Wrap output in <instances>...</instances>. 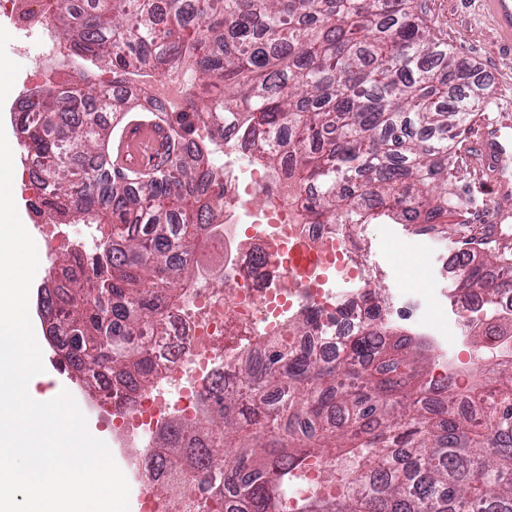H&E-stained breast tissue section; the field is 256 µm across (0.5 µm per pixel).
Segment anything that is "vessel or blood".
Listing matches in <instances>:
<instances>
[{
	"label": "vessel or blood",
	"instance_id": "1",
	"mask_svg": "<svg viewBox=\"0 0 512 512\" xmlns=\"http://www.w3.org/2000/svg\"><path fill=\"white\" fill-rule=\"evenodd\" d=\"M498 29L512 36V0H489ZM164 132L150 122L129 125L112 147L118 166L144 170L157 159ZM474 158L491 177L493 205L484 216L493 237H501L502 226L512 219V124L485 127L476 143Z\"/></svg>",
	"mask_w": 512,
	"mask_h": 512
}]
</instances>
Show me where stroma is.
<instances>
[{
	"mask_svg": "<svg viewBox=\"0 0 512 512\" xmlns=\"http://www.w3.org/2000/svg\"><path fill=\"white\" fill-rule=\"evenodd\" d=\"M426 4L432 26L449 49L470 59L490 86L489 99L481 106L478 121L467 127L457 148L451 182L464 201L468 229L478 231L491 196L472 161L470 145L481 121L497 119L499 109H512V50L500 39L486 0H426ZM10 41V31L0 28V127L18 155L22 143L11 115L18 110L26 89L17 76L37 61L32 56L15 55L9 48ZM40 66L47 72L52 69L47 62ZM351 232L359 255L375 272L372 284L382 289L387 308L417 304L423 313L434 315L439 306L448 304L453 276L447 260L456 250L451 238L388 219L354 226Z\"/></svg>",
	"mask_w": 512,
	"mask_h": 512,
	"instance_id": "stroma-1",
	"label": "stroma"
}]
</instances>
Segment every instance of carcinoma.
<instances>
[{
  "mask_svg": "<svg viewBox=\"0 0 512 512\" xmlns=\"http://www.w3.org/2000/svg\"><path fill=\"white\" fill-rule=\"evenodd\" d=\"M52 13L69 46L58 64L80 82L31 91L16 127L39 163L43 208L99 242L70 253L64 281L37 302L82 379L105 372L132 391L152 377L135 338L167 334L164 312L183 301L224 201L209 149L181 150L203 113L216 140L235 115L264 135L265 163L289 161L316 224L434 225L462 209L448 189V131L487 87L434 37L422 0H53ZM186 61L208 93L203 112L167 118L146 172L115 166L112 140L139 115L87 73L109 65L120 83ZM485 245L457 252L453 292L496 312L512 249ZM368 300L369 322L336 360L286 341L269 349L253 387L226 394L218 381L205 422L164 429L150 467L187 456L224 512H288V477L318 455L345 461L324 476L336 493L298 512H512V364L473 375L464 392L451 371L422 383L411 338L384 321L378 292ZM196 436L205 446L185 447Z\"/></svg>",
  "mask_w": 512,
  "mask_h": 512,
  "instance_id": "cac0c4a2",
  "label": "carcinoma"
}]
</instances>
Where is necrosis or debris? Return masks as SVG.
<instances>
[{"label": "necrosis or debris", "mask_w": 512, "mask_h": 512, "mask_svg": "<svg viewBox=\"0 0 512 512\" xmlns=\"http://www.w3.org/2000/svg\"><path fill=\"white\" fill-rule=\"evenodd\" d=\"M46 3L0 0V22L12 29L17 54L33 44L45 58L65 53ZM195 83L193 68L184 65L151 77L137 95L147 110L181 112ZM215 166L224 175V220L213 225L210 239L219 263L199 268L185 301L169 311L172 345L144 339L154 358L152 384L117 398L105 392L94 401L113 408L112 456L149 477L140 487L139 512H208L210 495L196 478L178 498L154 495L150 486L163 477L148 471L146 462L165 426L204 418L207 390L218 377L237 379L241 367L260 361L267 346L307 317L315 319L311 334L297 338V345L331 356L343 337L356 335L366 322L369 267L351 250L345 225L311 223L286 166L257 161L253 139L240 132L238 121L230 122ZM481 306L476 296L455 301L447 319L426 321L425 334L438 355L462 363L470 319Z\"/></svg>", "instance_id": "4bbe7bcc"}]
</instances>
